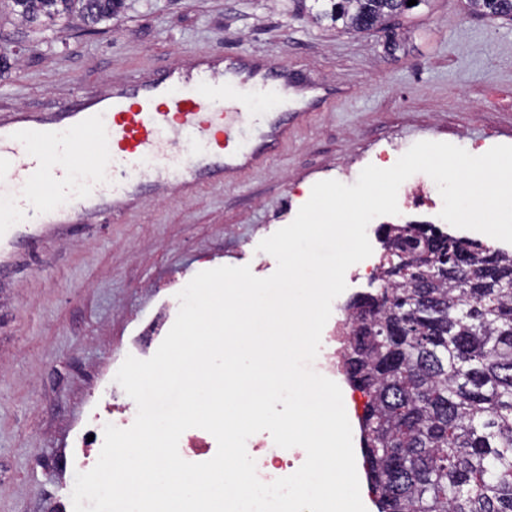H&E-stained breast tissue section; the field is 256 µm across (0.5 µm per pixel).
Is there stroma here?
<instances>
[{"mask_svg":"<svg viewBox=\"0 0 512 512\" xmlns=\"http://www.w3.org/2000/svg\"><path fill=\"white\" fill-rule=\"evenodd\" d=\"M201 51L271 55L338 94L258 170L24 245L20 267L0 276V512H55L59 488L75 482L76 439L93 414L130 405L114 376L126 356L156 352L172 293L219 266L272 275L275 258L257 246L315 183H355L422 140L473 155L512 145V21L465 0H430L370 34L317 27L291 0H125L112 22L49 29L5 13L0 113L99 94Z\"/></svg>","mask_w":512,"mask_h":512,"instance_id":"1","label":"stroma"}]
</instances>
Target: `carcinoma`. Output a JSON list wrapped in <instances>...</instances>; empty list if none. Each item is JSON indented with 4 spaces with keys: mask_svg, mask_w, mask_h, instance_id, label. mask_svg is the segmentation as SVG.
I'll return each instance as SVG.
<instances>
[{
    "mask_svg": "<svg viewBox=\"0 0 512 512\" xmlns=\"http://www.w3.org/2000/svg\"><path fill=\"white\" fill-rule=\"evenodd\" d=\"M315 18L367 34L408 0H314ZM512 20V0H467ZM26 23L110 22L124 0H0ZM375 292L346 304L349 384L366 401L362 457L378 512H512V252L386 224Z\"/></svg>",
    "mask_w": 512,
    "mask_h": 512,
    "instance_id": "obj_1",
    "label": "carcinoma"
}]
</instances>
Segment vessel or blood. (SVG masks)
<instances>
[{
    "instance_id": "obj_1",
    "label": "vessel or blood",
    "mask_w": 512,
    "mask_h": 512,
    "mask_svg": "<svg viewBox=\"0 0 512 512\" xmlns=\"http://www.w3.org/2000/svg\"><path fill=\"white\" fill-rule=\"evenodd\" d=\"M292 70L267 57L199 53L101 95L76 94L38 112L0 114V273L20 262L27 242L63 235L76 224L119 222L145 194L190 197L247 173L279 154L298 123L283 100ZM95 135L103 178L82 177L70 157ZM185 150L172 156L169 140ZM42 194L27 193L28 185Z\"/></svg>"
}]
</instances>
